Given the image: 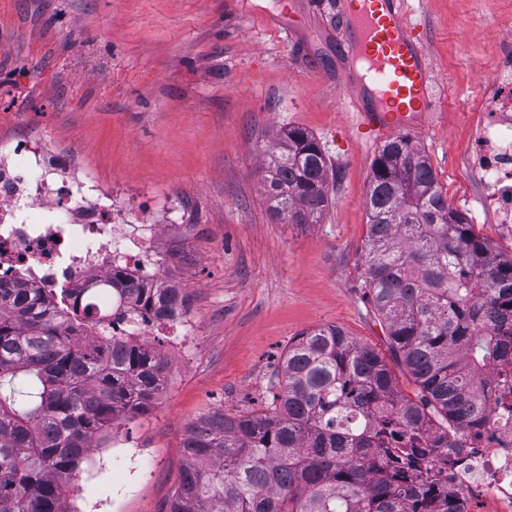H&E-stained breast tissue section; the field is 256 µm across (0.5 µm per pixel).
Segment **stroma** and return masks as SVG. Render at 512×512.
Returning <instances> with one entry per match:
<instances>
[{"mask_svg":"<svg viewBox=\"0 0 512 512\" xmlns=\"http://www.w3.org/2000/svg\"><path fill=\"white\" fill-rule=\"evenodd\" d=\"M342 0H0V139L34 135L105 185L175 221L158 240L163 279L188 296L199 330L189 363L125 423L149 476L107 453L87 458L72 512H167L188 424L260 409L289 343L336 326L389 356L361 263L365 192L379 145L360 136L345 68ZM425 39L434 106L408 137L475 233L512 255L478 201L465 160L502 55L512 0H405ZM296 125L324 147L331 204L314 224L274 218L265 156Z\"/></svg>","mask_w":512,"mask_h":512,"instance_id":"1","label":"stroma"}]
</instances>
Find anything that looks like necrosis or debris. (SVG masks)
<instances>
[{"mask_svg": "<svg viewBox=\"0 0 512 512\" xmlns=\"http://www.w3.org/2000/svg\"><path fill=\"white\" fill-rule=\"evenodd\" d=\"M466 156L485 210L498 234L512 239V57L503 59L491 90L479 100ZM171 212H138L111 188L89 181L35 138L0 150V283L57 292L84 287L92 277L119 273L147 286L160 277L155 240ZM168 328L171 351H186L197 325L179 311L167 319L116 317L110 334L142 342ZM500 369L480 385L488 414L481 426L449 432L447 460H434L437 482L461 490L468 512H512V415L504 408Z\"/></svg>", "mask_w": 512, "mask_h": 512, "instance_id": "necrosis-or-debris-1", "label": "necrosis or debris"}]
</instances>
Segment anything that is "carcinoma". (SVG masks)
<instances>
[{"instance_id":"obj_1","label":"carcinoma","mask_w":512,"mask_h":512,"mask_svg":"<svg viewBox=\"0 0 512 512\" xmlns=\"http://www.w3.org/2000/svg\"><path fill=\"white\" fill-rule=\"evenodd\" d=\"M267 172L277 218L312 224L328 209L327 158L305 129L280 132ZM365 207L361 261L393 363L335 326L300 334L263 407L187 427L168 512H464L432 460L478 415L479 384L512 346V255L475 234L401 135L373 158ZM114 302L135 318L189 310L163 280L56 296L0 287V512H69L92 448L164 388L163 355L108 336ZM90 322L99 335L81 334ZM401 368L416 401L398 388Z\"/></svg>"}]
</instances>
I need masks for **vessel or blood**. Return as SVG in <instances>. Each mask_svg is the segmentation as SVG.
<instances>
[{
  "label": "vessel or blood",
  "instance_id": "1",
  "mask_svg": "<svg viewBox=\"0 0 512 512\" xmlns=\"http://www.w3.org/2000/svg\"><path fill=\"white\" fill-rule=\"evenodd\" d=\"M349 33L344 83L366 100L363 123L378 140L422 128L433 108L431 71L401 0H344Z\"/></svg>",
  "mask_w": 512,
  "mask_h": 512
}]
</instances>
